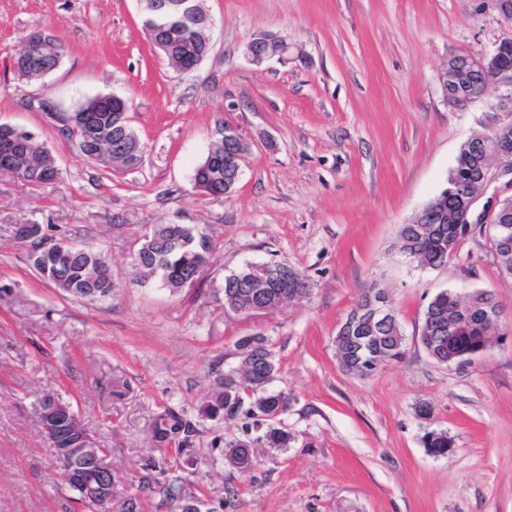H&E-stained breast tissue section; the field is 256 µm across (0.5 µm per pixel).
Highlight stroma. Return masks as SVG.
Segmentation results:
<instances>
[{"label": "stroma", "mask_w": 512, "mask_h": 512, "mask_svg": "<svg viewBox=\"0 0 512 512\" xmlns=\"http://www.w3.org/2000/svg\"><path fill=\"white\" fill-rule=\"evenodd\" d=\"M200 5L213 49L179 75L152 48L139 0H0V124L35 134L61 171L37 190L0 176V512H83L56 477L38 419L46 396L110 449L112 512H179L193 499L201 512H512V280L481 238L435 269L396 246L488 109H449L439 72L454 54L490 50L512 23L493 0ZM33 31L62 55L29 81L12 61ZM261 34L287 40V61L249 60ZM112 94L128 100L143 144L132 167L85 159L50 116ZM224 123L249 150L233 192L214 200L193 175ZM31 223L101 253L111 298H76L40 277L15 237ZM158 224L214 237L195 286L134 279V235ZM269 262L298 270L306 298L254 318L226 309L225 276ZM380 289L405 352L356 376L339 365L336 332ZM446 289L490 291L502 305L498 342L465 367L437 363L419 339L426 305ZM246 336L274 345L267 390L288 397L287 447L262 442L261 417L202 413ZM168 409L197 423L194 447L155 448ZM430 431L448 434V454L428 451ZM234 439L253 444L249 470L226 459ZM179 474L172 503L159 488Z\"/></svg>", "instance_id": "35a3bbf8"}]
</instances>
